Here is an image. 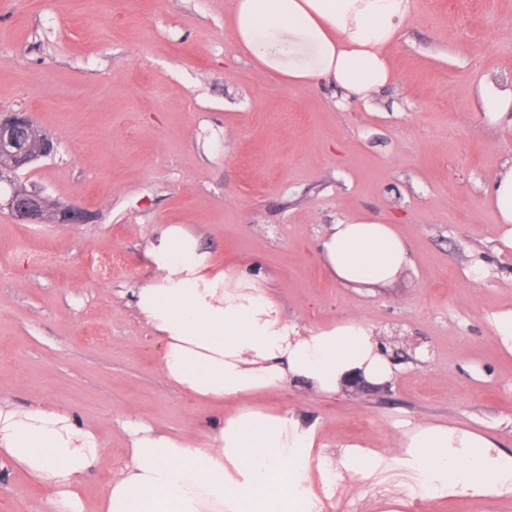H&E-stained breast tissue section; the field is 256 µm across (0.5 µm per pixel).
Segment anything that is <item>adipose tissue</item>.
<instances>
[{
  "instance_id": "1",
  "label": "adipose tissue",
  "mask_w": 512,
  "mask_h": 512,
  "mask_svg": "<svg viewBox=\"0 0 512 512\" xmlns=\"http://www.w3.org/2000/svg\"><path fill=\"white\" fill-rule=\"evenodd\" d=\"M409 0H232L237 48L260 73L308 89L329 82L346 102L369 101L392 78L387 48L400 34ZM479 106L491 123L512 125V87L482 81ZM488 196L512 248V160L492 177ZM328 277L342 287H385L411 263L408 242L384 218L362 213L318 238ZM146 256L156 276L135 306L163 346L168 382L234 410L195 439L128 423L131 452L113 475L97 512H310L304 483L312 462L328 487L365 481L380 455L345 445L338 466L314 457L316 425L256 405L254 395L289 380L335 394L359 374L393 373L374 326L347 317L328 328L282 318L253 267L213 270L198 237L180 224L163 227ZM398 466L420 474L432 499L512 492V454L495 441L442 424L402 433ZM98 435L67 409L0 401V464L23 471L48 494L55 512H86L83 483L99 464Z\"/></svg>"
}]
</instances>
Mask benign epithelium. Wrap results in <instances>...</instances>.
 I'll list each match as a JSON object with an SVG mask.
<instances>
[{"label": "benign epithelium", "mask_w": 512, "mask_h": 512, "mask_svg": "<svg viewBox=\"0 0 512 512\" xmlns=\"http://www.w3.org/2000/svg\"><path fill=\"white\" fill-rule=\"evenodd\" d=\"M56 150L57 139L40 129L31 113L0 114V181L12 180L18 172ZM7 206L26 224H84L90 220L87 211L56 206L36 190H13Z\"/></svg>", "instance_id": "benign-epithelium-1"}]
</instances>
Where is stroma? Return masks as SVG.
<instances>
[{
  "label": "stroma",
  "mask_w": 512,
  "mask_h": 512,
  "mask_svg": "<svg viewBox=\"0 0 512 512\" xmlns=\"http://www.w3.org/2000/svg\"><path fill=\"white\" fill-rule=\"evenodd\" d=\"M231 0H0V113L27 111L57 136L21 182L85 224H26L0 205V401L69 409L97 431L95 505L130 446L125 424L210 431L217 409L164 379L161 347L133 292L156 275L145 249L163 225L200 236L215 268L257 264L284 318L371 321L393 360L382 382L351 377L321 396L288 382L257 397L316 424L317 445L386 458L418 424L475 431L512 453V352L491 321L512 309V249L487 194L512 156V126L475 95L512 84V0H410L387 54L393 78L369 103L259 73L235 46ZM386 215L411 265L388 287L345 288L314 245L334 223ZM52 251L56 266L32 256ZM415 475L374 473L322 512H373ZM403 496V495H400ZM399 512H512V494L403 496ZM0 512H53L22 472L0 467Z\"/></svg>",
  "instance_id": "35a3bbf8"
}]
</instances>
